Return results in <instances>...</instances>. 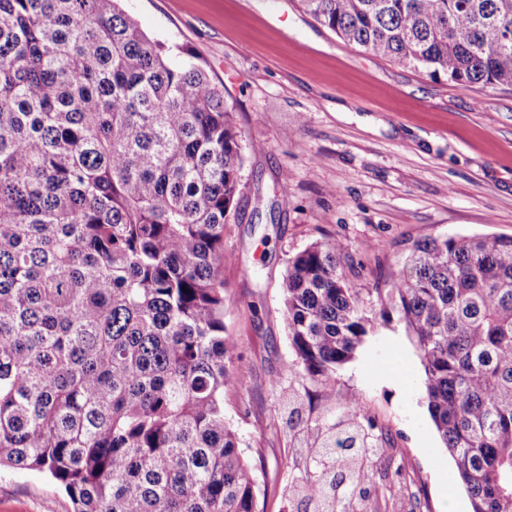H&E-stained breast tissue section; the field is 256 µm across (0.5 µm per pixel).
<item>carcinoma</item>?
<instances>
[{
	"instance_id": "carcinoma-1",
	"label": "carcinoma",
	"mask_w": 512,
	"mask_h": 512,
	"mask_svg": "<svg viewBox=\"0 0 512 512\" xmlns=\"http://www.w3.org/2000/svg\"><path fill=\"white\" fill-rule=\"evenodd\" d=\"M120 0H0V466L49 472L74 512H257L224 419V225L243 146L204 69ZM350 45L456 84L512 87V0H299ZM334 242L288 260L295 378L317 413L288 495L353 512L389 429L338 371L376 318L415 339L473 512H512V236L415 242L369 302Z\"/></svg>"
}]
</instances>
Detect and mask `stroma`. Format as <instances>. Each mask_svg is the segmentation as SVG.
<instances>
[{
	"label": "stroma",
	"instance_id": "1",
	"mask_svg": "<svg viewBox=\"0 0 512 512\" xmlns=\"http://www.w3.org/2000/svg\"><path fill=\"white\" fill-rule=\"evenodd\" d=\"M152 38L204 67L243 136L237 220L224 227V334L245 377L224 394L260 484L258 512H292L303 455L288 428L294 355L281 283L315 242L349 255L343 272L372 298L429 236L512 235V87L460 86L339 39L298 0H124ZM392 433L402 476L385 512H472L428 410L419 353L397 314L377 321L338 373ZM46 474L0 469V512H72Z\"/></svg>",
	"mask_w": 512,
	"mask_h": 512
}]
</instances>
